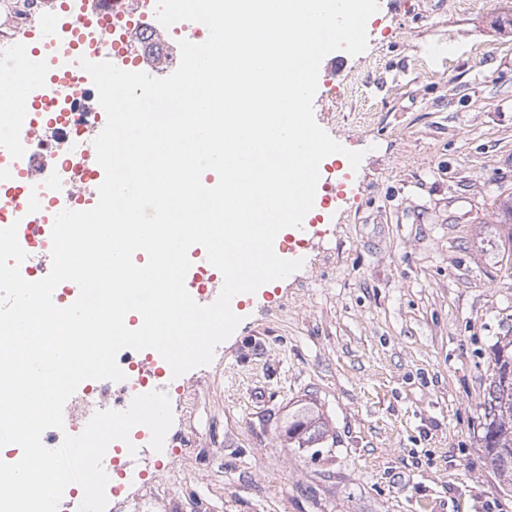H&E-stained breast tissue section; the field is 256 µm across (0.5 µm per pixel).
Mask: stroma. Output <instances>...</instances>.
I'll use <instances>...</instances> for the list:
<instances>
[{
	"label": "stroma",
	"instance_id": "1",
	"mask_svg": "<svg viewBox=\"0 0 512 512\" xmlns=\"http://www.w3.org/2000/svg\"><path fill=\"white\" fill-rule=\"evenodd\" d=\"M368 45L322 68L317 124L345 197L240 303L211 364L173 380L162 451L106 512H512L481 446L496 336L512 331V0H382ZM322 440L288 442L305 413Z\"/></svg>",
	"mask_w": 512,
	"mask_h": 512
}]
</instances>
